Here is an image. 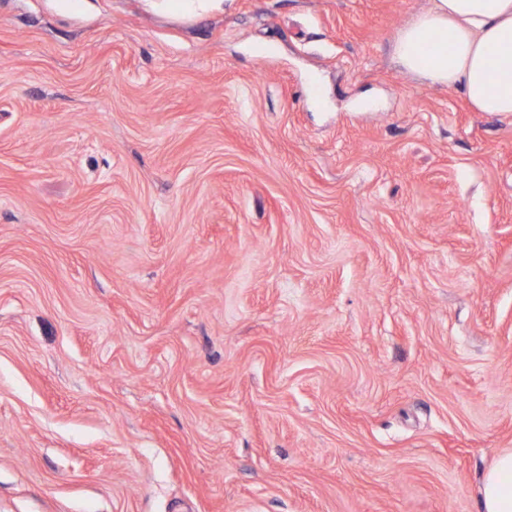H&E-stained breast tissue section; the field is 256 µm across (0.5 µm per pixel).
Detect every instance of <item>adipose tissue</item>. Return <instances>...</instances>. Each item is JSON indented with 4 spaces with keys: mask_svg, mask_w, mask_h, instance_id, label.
Listing matches in <instances>:
<instances>
[{
    "mask_svg": "<svg viewBox=\"0 0 512 512\" xmlns=\"http://www.w3.org/2000/svg\"><path fill=\"white\" fill-rule=\"evenodd\" d=\"M395 55L408 71L457 85L479 112L512 114V0H431L399 34ZM479 512H512V449L484 474Z\"/></svg>",
    "mask_w": 512,
    "mask_h": 512,
    "instance_id": "1",
    "label": "adipose tissue"
}]
</instances>
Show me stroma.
<instances>
[{"instance_id": "35a3bbf8", "label": "stroma", "mask_w": 512, "mask_h": 512, "mask_svg": "<svg viewBox=\"0 0 512 512\" xmlns=\"http://www.w3.org/2000/svg\"><path fill=\"white\" fill-rule=\"evenodd\" d=\"M429 6L0 0V512H477L512 116Z\"/></svg>"}]
</instances>
